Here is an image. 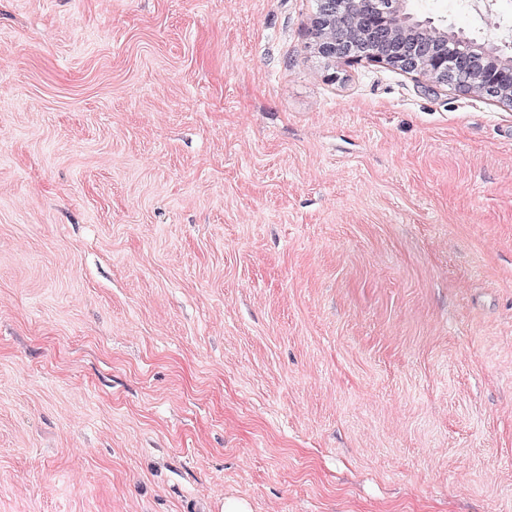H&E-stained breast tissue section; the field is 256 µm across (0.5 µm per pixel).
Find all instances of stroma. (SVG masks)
<instances>
[{
  "mask_svg": "<svg viewBox=\"0 0 512 512\" xmlns=\"http://www.w3.org/2000/svg\"><path fill=\"white\" fill-rule=\"evenodd\" d=\"M315 14L0 0V512H512V109Z\"/></svg>",
  "mask_w": 512,
  "mask_h": 512,
  "instance_id": "obj_1",
  "label": "stroma"
}]
</instances>
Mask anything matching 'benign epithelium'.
<instances>
[{"instance_id":"7a95c632","label":"benign epithelium","mask_w":512,"mask_h":512,"mask_svg":"<svg viewBox=\"0 0 512 512\" xmlns=\"http://www.w3.org/2000/svg\"><path fill=\"white\" fill-rule=\"evenodd\" d=\"M353 7L344 30L335 18ZM312 32L317 53L351 66L378 64L477 98L512 108V51L492 38L477 40L415 21L408 0H318Z\"/></svg>"}]
</instances>
